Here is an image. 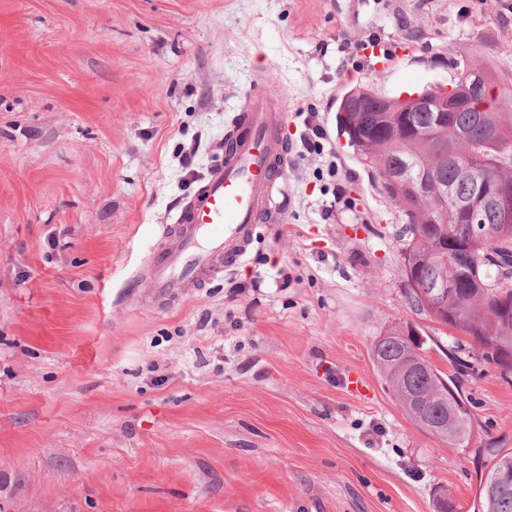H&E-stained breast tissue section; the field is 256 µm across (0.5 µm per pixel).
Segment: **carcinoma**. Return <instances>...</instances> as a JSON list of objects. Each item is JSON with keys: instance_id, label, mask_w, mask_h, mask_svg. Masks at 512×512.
I'll return each mask as SVG.
<instances>
[{"instance_id": "obj_1", "label": "carcinoma", "mask_w": 512, "mask_h": 512, "mask_svg": "<svg viewBox=\"0 0 512 512\" xmlns=\"http://www.w3.org/2000/svg\"><path fill=\"white\" fill-rule=\"evenodd\" d=\"M452 90L468 96L484 94L485 82L499 85L500 98L493 112L458 108L439 126L434 112H411L412 100L391 98L396 112H375L381 93L356 87L343 97L336 114L340 135L358 159L372 168L380 189L402 213L401 260L417 281L422 295L440 306L445 291L454 293L448 312L435 321L470 336L471 348L487 364L512 371V278L490 286L486 274L499 267L497 259L512 256V83L501 82L489 65L455 63ZM472 155L482 167L477 177L461 174L448 159V144ZM504 182L507 204L490 206L479 216L484 237L479 247L471 241L468 220L456 211L480 193L477 179ZM433 181L452 189L447 214L439 200L421 186ZM411 324L391 327L372 345L373 363L405 415L419 428L436 427L432 436L453 448L468 447L473 433L472 415L458 414L454 403L467 404L461 377L470 364L457 346L448 350L455 367L450 376L434 366L425 353L427 339L411 340ZM480 512H512V484L495 491L479 487Z\"/></svg>"}]
</instances>
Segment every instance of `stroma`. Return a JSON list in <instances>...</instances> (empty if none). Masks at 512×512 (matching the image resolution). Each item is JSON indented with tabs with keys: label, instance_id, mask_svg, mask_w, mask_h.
<instances>
[{
	"label": "stroma",
	"instance_id": "stroma-1",
	"mask_svg": "<svg viewBox=\"0 0 512 512\" xmlns=\"http://www.w3.org/2000/svg\"><path fill=\"white\" fill-rule=\"evenodd\" d=\"M461 60L512 80V0H0V512H436L437 487L474 512L512 373L463 384L469 449L401 410L375 338L411 323L447 372L465 336L408 308L402 214L336 125L348 90L446 87ZM259 74L283 221L155 301L139 270Z\"/></svg>",
	"mask_w": 512,
	"mask_h": 512
}]
</instances>
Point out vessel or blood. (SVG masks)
I'll return each mask as SVG.
<instances>
[{
  "label": "vessel or blood",
  "instance_id": "1",
  "mask_svg": "<svg viewBox=\"0 0 512 512\" xmlns=\"http://www.w3.org/2000/svg\"><path fill=\"white\" fill-rule=\"evenodd\" d=\"M236 123L233 147L180 204L174 223L164 225L145 262L157 297L178 298L243 263L255 225L281 221L273 190L291 153L282 135L283 105L254 83Z\"/></svg>",
  "mask_w": 512,
  "mask_h": 512
}]
</instances>
